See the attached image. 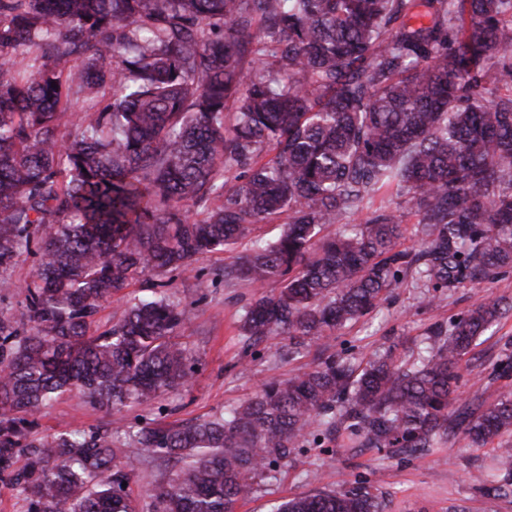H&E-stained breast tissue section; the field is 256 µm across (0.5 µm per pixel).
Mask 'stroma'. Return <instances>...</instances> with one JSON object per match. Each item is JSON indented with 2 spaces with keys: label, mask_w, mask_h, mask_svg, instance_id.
<instances>
[{
  "label": "stroma",
  "mask_w": 512,
  "mask_h": 512,
  "mask_svg": "<svg viewBox=\"0 0 512 512\" xmlns=\"http://www.w3.org/2000/svg\"><path fill=\"white\" fill-rule=\"evenodd\" d=\"M391 206L406 226L401 246L412 249L422 237V226L406 197L395 192L378 194L365 202L366 210ZM228 252L197 257L191 271L166 275L165 291L180 306L191 309L190 322L182 329L189 353L196 363L190 384L136 407L144 421H186L220 415L225 409L248 399L265 380L284 379L308 368L318 348L309 345L290 357L283 336L269 337L260 356H244L239 335L240 316L253 295L244 284L227 286L218 271L231 262ZM38 258L21 257L8 273L11 287L0 288V315L21 329H29L22 286ZM424 289L406 278L382 303L379 311L344 327L333 342L336 352L363 358L397 346L399 353L412 354L435 326H451L453 319L484 300H501L512 306V270L476 285L451 288L434 306L424 305ZM512 356V309L480 337L464 357L457 372L460 402H493L512 396V373L493 374L495 364ZM106 418L95 407L73 393L53 398L39 419V432L53 435L86 430ZM497 471L493 445L471 446L463 435H455L437 447L413 455L393 456L371 448H299L287 465L256 478L249 498L237 512H275L284 499L322 488L332 490L360 481L378 486L383 512H512V494L500 496L484 490L483 484Z\"/></svg>",
  "instance_id": "obj_1"
}]
</instances>
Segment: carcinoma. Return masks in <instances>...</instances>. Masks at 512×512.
Instances as JSON below:
<instances>
[{
  "instance_id": "obj_1",
  "label": "carcinoma",
  "mask_w": 512,
  "mask_h": 512,
  "mask_svg": "<svg viewBox=\"0 0 512 512\" xmlns=\"http://www.w3.org/2000/svg\"><path fill=\"white\" fill-rule=\"evenodd\" d=\"M231 175L243 183L226 188ZM393 187L424 226L415 250L397 249L387 207L352 223ZM283 215L276 239L252 236ZM246 239L224 284H280L243 307L250 347L328 339L411 270L430 305L512 269V0H0V286L41 254L24 285L32 328L0 317V482L28 512H142L122 484L157 460L180 467L152 512H236L310 436L400 455L456 431L477 446L512 434L511 396L456 406V369L501 314L484 301L414 360L323 344L313 368L218 417L151 422L135 461L110 421L38 436L54 396L110 414L186 387L195 364L174 333L190 310L153 277ZM141 281L152 294L90 333ZM499 471L506 495L511 444ZM276 512H379L378 495L354 482ZM151 287L150 283H137L136 285L131 286L130 288L125 289L119 295L112 298L109 303H106L103 310L98 315V329L99 332L108 329L113 322V315L117 312L119 316L121 310L123 309V300L119 299L124 294H132V295H149L151 292L149 290H145Z\"/></svg>"
}]
</instances>
